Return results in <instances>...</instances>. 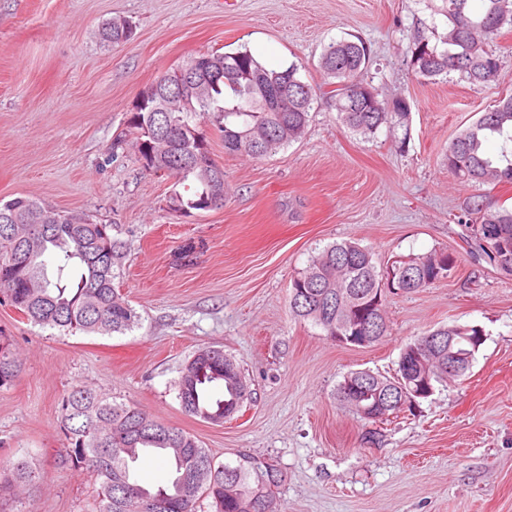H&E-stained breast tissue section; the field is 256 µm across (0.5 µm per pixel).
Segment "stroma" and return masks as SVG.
Returning a JSON list of instances; mask_svg holds the SVG:
<instances>
[{"label":"stroma","instance_id":"obj_1","mask_svg":"<svg viewBox=\"0 0 512 512\" xmlns=\"http://www.w3.org/2000/svg\"><path fill=\"white\" fill-rule=\"evenodd\" d=\"M429 0H0V199L18 195L110 224L126 245L116 286L140 316L122 334L34 325L0 305L23 369L0 388V460L28 461L40 490L0 512H90L96 474L60 466L68 443L58 402L86 385L196 436L215 463L247 452L276 462L286 512H512V274L471 254L458 218L471 197L512 207V183L461 182L445 164L456 135L512 93V33L498 37V81L416 77L407 56ZM135 35L112 45L104 22ZM354 35L365 83L410 104L407 143L350 133L330 104L305 136L262 159L225 154L211 137L228 194L223 208L170 213L172 178L114 155L139 91L199 52L249 49L265 66L296 64L323 81L318 59ZM353 240L378 266L452 252L447 278L385 301L388 332L369 347L338 343L289 307L293 278L326 245ZM482 327L464 378L384 430L336 400L356 370L385 376L402 348L444 325ZM224 349L253 399L220 425L185 414L174 382L185 358Z\"/></svg>","mask_w":512,"mask_h":512}]
</instances>
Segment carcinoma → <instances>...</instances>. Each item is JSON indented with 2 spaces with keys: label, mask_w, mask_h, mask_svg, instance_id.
Wrapping results in <instances>:
<instances>
[{
  "label": "carcinoma",
  "mask_w": 512,
  "mask_h": 512,
  "mask_svg": "<svg viewBox=\"0 0 512 512\" xmlns=\"http://www.w3.org/2000/svg\"><path fill=\"white\" fill-rule=\"evenodd\" d=\"M433 14L444 17L443 29L419 22L408 64L423 78L435 79L451 71L471 84L478 79L482 61L493 59L498 80L500 60L492 42L502 31H512V0H441ZM106 40L129 42L130 23L112 19L102 28ZM221 71L216 83L201 81L182 97L168 93L169 73L157 77L151 88L164 95L148 101L159 111L128 112L126 132L112 149L131 144L132 160L145 172L163 173L184 184L168 202L186 216L204 210L215 199L224 207V167L212 157L206 166L189 159L210 146L212 127L224 141L227 155L260 159L299 140L317 105L327 98L341 122L369 139L381 128L392 136L407 130L410 112L404 98L386 100L361 79L369 53L359 40L343 38L323 47L319 69L323 83L311 85L299 76L297 65H263L248 49L232 53L204 52L182 68ZM307 88L306 93L300 89ZM490 136L502 139L496 158L484 153ZM448 170L467 183H512V94L464 128L449 144ZM461 219L469 232L465 242L503 272H512V208L492 209L475 197ZM124 245L112 237V225L101 224L82 211H59L29 197L0 201V303L7 301L32 322L63 335L124 333L138 323V315L116 288ZM53 252L58 264L56 281L44 274L42 257ZM456 264L449 252L394 260L380 271L372 252L355 241L326 246L313 256L306 270L292 280L290 309L301 321H310L332 339L346 335L342 323L374 317L372 334L380 341L387 333L384 312L389 294H409L429 288L448 277ZM407 268L410 280L401 278ZM427 336H471L458 353H477L484 339L478 325H446ZM22 370L11 337L0 332V388L14 384ZM182 410L212 424L238 413L250 390L239 363L224 350L202 348L180 368L175 381ZM59 414L74 457L65 465L85 468L101 480V492L91 512H126L124 496L133 488L163 506L151 512H197L202 499L214 512H285L276 507L278 488L264 492L269 480L266 460L248 454L234 464H215L209 451L189 433L164 425L149 414L87 386H74L63 396ZM153 452L174 469L167 487L140 483L130 464ZM36 476L26 461L0 462V500L35 485Z\"/></svg>",
  "instance_id": "obj_1"
}]
</instances>
